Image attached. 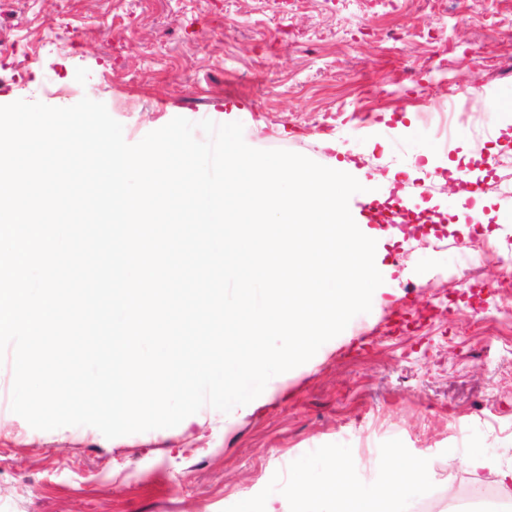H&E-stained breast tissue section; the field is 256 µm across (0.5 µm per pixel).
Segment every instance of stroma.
I'll use <instances>...</instances> for the list:
<instances>
[{
  "label": "stroma",
  "mask_w": 512,
  "mask_h": 512,
  "mask_svg": "<svg viewBox=\"0 0 512 512\" xmlns=\"http://www.w3.org/2000/svg\"><path fill=\"white\" fill-rule=\"evenodd\" d=\"M512 57V0H0V105L104 103L128 143L173 118L238 121L256 149L346 161L374 197L410 194L441 237L385 239L383 283L363 327L230 413L203 407L172 428L113 439L91 426L32 428L0 364V512H292L278 478L336 457L361 482L399 456L430 484L411 512H486L512 499V322L481 320L449 272L472 236L430 172L457 162L512 184V78L479 77L471 49ZM482 84L457 112L451 150L421 102ZM512 193L483 189L475 221L512 246ZM474 221V222H475ZM494 468H472L467 449Z\"/></svg>",
  "instance_id": "obj_1"
}]
</instances>
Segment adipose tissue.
Returning a JSON list of instances; mask_svg holds the SVG:
<instances>
[{
	"instance_id": "obj_1",
	"label": "adipose tissue",
	"mask_w": 512,
	"mask_h": 512,
	"mask_svg": "<svg viewBox=\"0 0 512 512\" xmlns=\"http://www.w3.org/2000/svg\"><path fill=\"white\" fill-rule=\"evenodd\" d=\"M428 477L409 457L398 458L388 477L372 484L358 481L344 458L333 460L321 474L297 471L295 495L301 504L330 500L332 512H405L409 501L427 484Z\"/></svg>"
}]
</instances>
